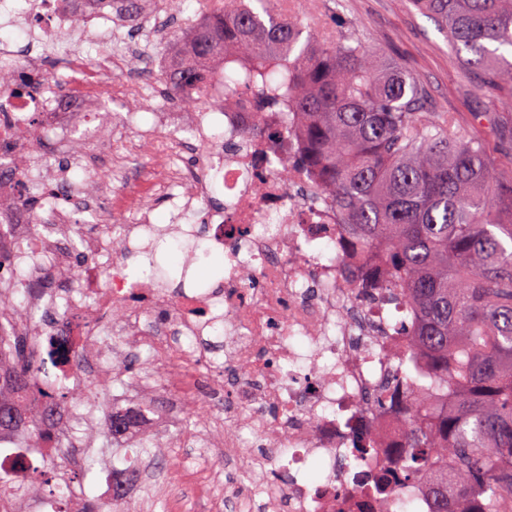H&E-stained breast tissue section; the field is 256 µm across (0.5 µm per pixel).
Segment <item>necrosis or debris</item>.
<instances>
[{"label": "necrosis or debris", "instance_id": "obj_1", "mask_svg": "<svg viewBox=\"0 0 512 512\" xmlns=\"http://www.w3.org/2000/svg\"><path fill=\"white\" fill-rule=\"evenodd\" d=\"M21 2L17 12L0 0V29L22 18L28 31L23 42L0 39V69L21 59L38 71L40 46L61 44L72 19L57 0ZM83 20L98 28L107 51L92 63L62 51L71 80L54 102L38 87L0 98V108L12 114L0 125V197L13 203L0 213V250L19 266L35 255L51 257L33 273L49 290L29 295L28 304L42 312L48 295L65 301L50 325L56 369L91 372L106 388L119 375L116 355L144 351L161 375L140 380L143 400L162 396L183 409L208 401L211 414L193 441L208 454L245 455L266 476L247 495L226 489L232 512H430L423 481L371 492L404 444L405 388H396L390 411L375 395L405 344L396 330L410 325V313L403 308L389 316L351 288L347 269L379 276L383 268L337 238L335 212L311 195L318 184L313 174L296 167L283 177L282 157L298 153L297 141L243 138L245 128L274 123L273 113L238 99L218 112H156L149 126L137 128L139 140L153 147V183L177 190L181 200L165 225L155 223L142 200L133 222L116 223L111 194L81 191L68 172L42 166L44 138L62 145L77 139L93 147L79 161L86 171L106 167L116 184L131 175L137 142L122 155L112 145L137 127L136 115L107 123L101 103L112 94L113 78H121L125 93L142 86V73L124 68L135 44L118 13L93 8ZM230 140L235 150H225ZM32 181L52 187L57 201L39 225L19 203ZM218 183L224 205L214 208ZM189 213L200 215V223H185ZM169 236L187 246L201 239L208 252L223 254V284L196 288L191 266L172 291L155 276L131 279L125 255L154 250ZM77 249L85 256L79 264ZM102 254L107 262H99ZM115 307L122 318L104 324ZM103 333L110 344L74 359V341ZM363 436L374 443L369 459L348 467L346 457ZM313 458L326 471L315 483L303 475Z\"/></svg>", "mask_w": 512, "mask_h": 512}]
</instances>
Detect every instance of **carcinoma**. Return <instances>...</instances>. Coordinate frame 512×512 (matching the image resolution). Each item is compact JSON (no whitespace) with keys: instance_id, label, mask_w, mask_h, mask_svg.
<instances>
[{"instance_id":"obj_1","label":"carcinoma","mask_w":512,"mask_h":512,"mask_svg":"<svg viewBox=\"0 0 512 512\" xmlns=\"http://www.w3.org/2000/svg\"><path fill=\"white\" fill-rule=\"evenodd\" d=\"M170 12L183 0H84L98 9L122 8L138 31L141 5ZM437 17L461 61L488 86L512 85V0H411ZM293 0H221L203 5L196 21L169 37L170 63L159 77L188 106L218 109L248 97L259 112L279 113L275 127H251L247 137L297 138L298 164L313 173L321 200L336 211L338 235L384 263L361 290L378 288L402 300L413 330L396 357L395 380L409 390L405 446L393 462L398 477L432 474L431 512H512V193L503 196L486 144L449 132L451 120L425 106V93L408 71L382 52H369L352 33L314 34L293 15ZM224 70L218 89L202 73ZM19 72L0 70V96L18 94ZM47 196L30 192L24 208L41 219ZM18 268L0 252V389L26 394L0 438L12 436L38 455L47 478L41 498L60 506L75 489L65 466L70 445L53 432L54 414L73 399L90 397L89 412L104 411L112 396L87 385L68 387L71 372L48 375L43 355L54 352L45 321L27 308ZM132 415L112 411L100 430L82 431L89 455L112 451V440ZM103 444L95 447L97 438ZM163 447L155 439L128 449L125 471ZM31 485L0 470V512H34ZM88 512L128 507L87 498Z\"/></svg>"}]
</instances>
